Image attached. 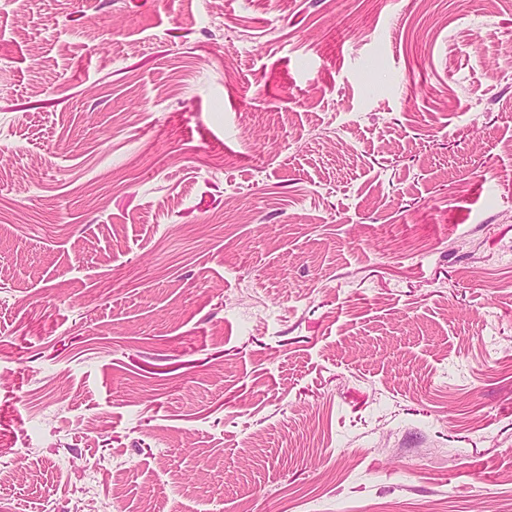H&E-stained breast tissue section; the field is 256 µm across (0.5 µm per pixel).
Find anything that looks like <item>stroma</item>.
Returning a JSON list of instances; mask_svg holds the SVG:
<instances>
[{
	"label": "stroma",
	"instance_id": "1",
	"mask_svg": "<svg viewBox=\"0 0 512 512\" xmlns=\"http://www.w3.org/2000/svg\"><path fill=\"white\" fill-rule=\"evenodd\" d=\"M0 512H512V0H0Z\"/></svg>",
	"mask_w": 512,
	"mask_h": 512
}]
</instances>
